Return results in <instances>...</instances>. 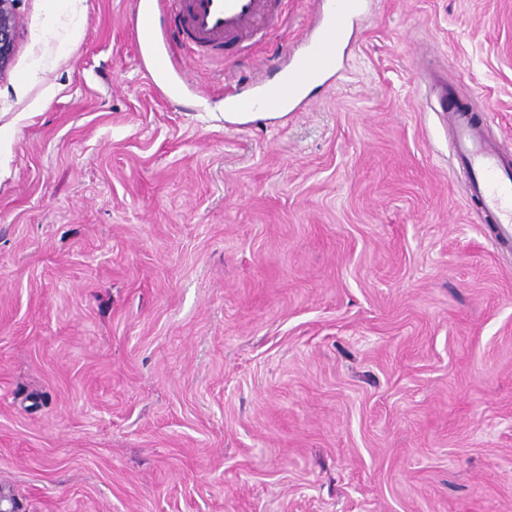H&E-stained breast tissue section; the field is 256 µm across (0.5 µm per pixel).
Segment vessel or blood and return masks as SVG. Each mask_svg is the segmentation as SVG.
<instances>
[{
  "label": "vessel or blood",
  "mask_w": 512,
  "mask_h": 512,
  "mask_svg": "<svg viewBox=\"0 0 512 512\" xmlns=\"http://www.w3.org/2000/svg\"><path fill=\"white\" fill-rule=\"evenodd\" d=\"M317 33L285 69L278 84L254 83L247 94H233L231 112H263L293 103L310 80L335 76L346 34L367 12V0H321ZM136 30L154 71L177 67L162 50L168 38L181 47L224 49L257 43L279 20L278 0H135ZM448 132L453 153L474 173L473 192L497 224L498 244L512 242V158L488 143L469 112L450 110Z\"/></svg>",
  "instance_id": "obj_1"
}]
</instances>
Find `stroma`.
<instances>
[{
  "label": "stroma",
  "instance_id": "35a3bbf8",
  "mask_svg": "<svg viewBox=\"0 0 512 512\" xmlns=\"http://www.w3.org/2000/svg\"><path fill=\"white\" fill-rule=\"evenodd\" d=\"M135 0H17L0 78V512H512V248L441 97L512 153V0H369L156 77ZM45 69L31 76L34 59ZM367 0H322L318 32L305 42L303 50L285 69L277 85L252 83V92L232 94L224 112V124L237 129L259 121L270 123L288 116V112H265L293 103L300 96V87L314 79L336 75L341 52L345 51V35L354 31L358 19L367 12Z\"/></svg>",
  "mask_w": 512,
  "mask_h": 512
}]
</instances>
